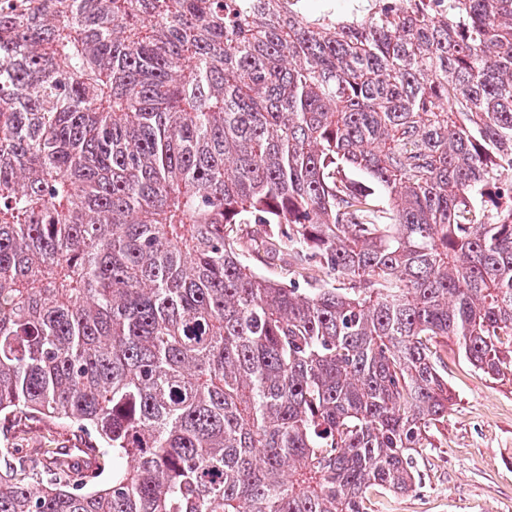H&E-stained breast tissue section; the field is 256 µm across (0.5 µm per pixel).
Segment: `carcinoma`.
Listing matches in <instances>:
<instances>
[{"mask_svg":"<svg viewBox=\"0 0 512 512\" xmlns=\"http://www.w3.org/2000/svg\"><path fill=\"white\" fill-rule=\"evenodd\" d=\"M504 334L512 0H0V512H364ZM252 263L260 272L274 279H288V265L285 260L279 256L263 255L261 257L249 256ZM86 437L75 429H69L49 418H35L22 421H0V448H16L22 454L34 458L41 468L52 466L53 448H77L88 457L73 459L81 467L92 465L93 453L86 448Z\"/></svg>","mask_w":512,"mask_h":512,"instance_id":"carcinoma-1","label":"carcinoma"}]
</instances>
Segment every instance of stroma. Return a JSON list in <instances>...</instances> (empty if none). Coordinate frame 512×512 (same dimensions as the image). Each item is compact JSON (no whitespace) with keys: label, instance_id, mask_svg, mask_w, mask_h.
Instances as JSON below:
<instances>
[{"label":"stroma","instance_id":"stroma-1","mask_svg":"<svg viewBox=\"0 0 512 512\" xmlns=\"http://www.w3.org/2000/svg\"><path fill=\"white\" fill-rule=\"evenodd\" d=\"M433 360L455 402L413 455L414 490L372 487L365 512H512V370L486 377L452 339L437 344ZM85 445L80 432L49 418L0 421V448L18 449L44 469L51 449Z\"/></svg>","mask_w":512,"mask_h":512}]
</instances>
